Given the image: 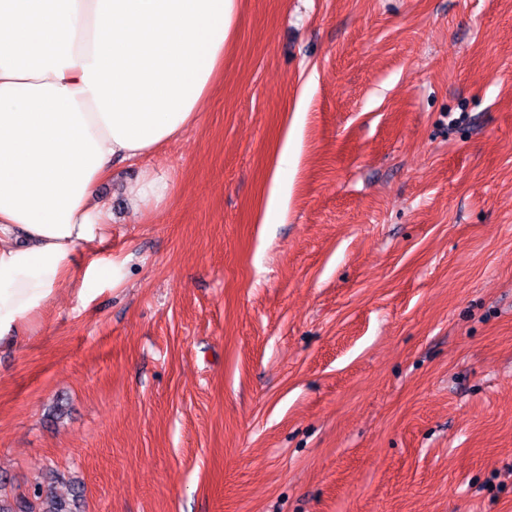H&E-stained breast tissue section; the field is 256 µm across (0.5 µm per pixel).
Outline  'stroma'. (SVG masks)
Wrapping results in <instances>:
<instances>
[{"label": "stroma", "instance_id": "stroma-1", "mask_svg": "<svg viewBox=\"0 0 512 512\" xmlns=\"http://www.w3.org/2000/svg\"><path fill=\"white\" fill-rule=\"evenodd\" d=\"M237 5L205 112L113 166L108 235L0 335V498L512 512V0ZM296 164L295 153L290 145V138L287 136L281 152L279 153L273 185L270 192L267 217L273 216L280 208L282 200L288 190V172ZM170 193V185L163 176L147 174L131 188L133 198L142 205L150 202L160 204Z\"/></svg>", "mask_w": 512, "mask_h": 512}]
</instances>
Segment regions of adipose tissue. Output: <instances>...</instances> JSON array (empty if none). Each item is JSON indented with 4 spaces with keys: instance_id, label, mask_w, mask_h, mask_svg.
Instances as JSON below:
<instances>
[{
    "instance_id": "adipose-tissue-1",
    "label": "adipose tissue",
    "mask_w": 512,
    "mask_h": 512,
    "mask_svg": "<svg viewBox=\"0 0 512 512\" xmlns=\"http://www.w3.org/2000/svg\"><path fill=\"white\" fill-rule=\"evenodd\" d=\"M237 0H0V333L102 239L97 189L206 107Z\"/></svg>"
}]
</instances>
